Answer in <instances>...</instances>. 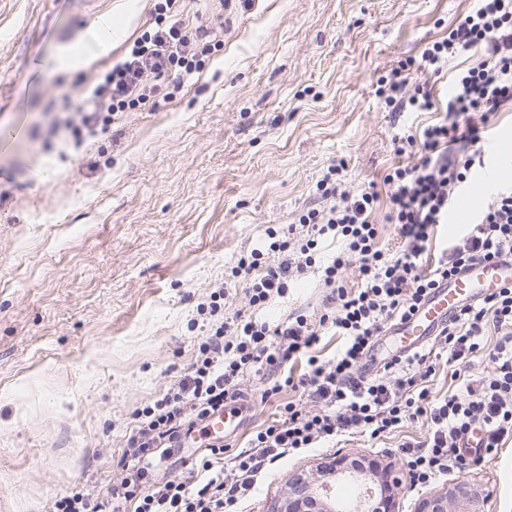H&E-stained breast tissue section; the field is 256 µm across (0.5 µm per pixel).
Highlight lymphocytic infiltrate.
Listing matches in <instances>:
<instances>
[{"instance_id": "f902f5d3", "label": "lymphocytic infiltrate", "mask_w": 512, "mask_h": 512, "mask_svg": "<svg viewBox=\"0 0 512 512\" xmlns=\"http://www.w3.org/2000/svg\"><path fill=\"white\" fill-rule=\"evenodd\" d=\"M177 2L159 0L158 11L171 14V21L144 31L80 99L63 98V111L79 115L56 126L63 140L82 144L107 130L115 115L145 103L162 83L177 88L199 71L202 55L211 51V33L178 13ZM475 49L480 57L455 75L446 102H439L430 76ZM377 85L392 111L436 115L419 131L394 137V153L403 163L385 175L387 193L372 185L354 194L340 190L342 168L332 166L317 183L329 207L307 211L298 224L268 228L267 250H251L231 269L259 309L287 294L292 278L315 265L323 238L336 240L340 248L321 270L329 311L320 317L343 339L336 355H315L321 336L306 316L291 315L274 326L241 314L228 319L223 293H213L211 327L195 361L135 415L121 481L103 496L89 485L62 497L54 512H237L266 464L284 454L357 435L378 439L419 418L427 420L428 436L399 446L414 486L467 465L461 445L474 427L483 430L478 455L495 454L512 440V286L461 308L432 348L367 370L378 337L392 322L409 318L432 290L469 264L512 260V187L496 190L472 224L448 238L439 253L431 251L456 194L485 163L479 148L484 132L512 106V0H477L447 37L427 46L420 58L400 62ZM383 196L385 219L398 239L394 250L381 246L374 222ZM270 251L276 260L267 259ZM353 262L359 282L349 288L343 273ZM481 352L488 355L484 375L466 379L463 389L432 394L429 381L438 365L457 374ZM300 357L304 371L282 375V365ZM248 371L260 374L264 397L289 390L294 399L284 403L279 418L256 430L248 450L231 456L226 444L210 445L196 464L200 481L163 477L165 449L238 398V380ZM308 401L313 409H305ZM225 456L229 466H219Z\"/></svg>"}]
</instances>
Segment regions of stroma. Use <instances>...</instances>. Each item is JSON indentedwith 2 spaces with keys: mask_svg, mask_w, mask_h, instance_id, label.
<instances>
[{
  "mask_svg": "<svg viewBox=\"0 0 512 512\" xmlns=\"http://www.w3.org/2000/svg\"><path fill=\"white\" fill-rule=\"evenodd\" d=\"M158 0H0V512H52L54 501L123 475L138 408L184 375L207 334L197 309L216 289L224 314L272 324L318 321V273L255 310L227 279L240 255L267 250L266 229L324 207L316 183L344 161L343 189L382 184L398 162L392 139L432 121L385 110L376 80L447 35L474 0H182L222 36L173 97L123 113L81 147L50 133L62 97L79 98L153 22ZM117 30L87 45L101 19ZM486 144L512 185V109ZM248 408L229 441L243 448L274 420L259 377L240 376ZM425 421L379 440L357 436L269 464L241 512H269L290 475L338 457L391 465L399 512L468 478L485 512H512V442L475 467L406 484L397 446Z\"/></svg>",
  "mask_w": 512,
  "mask_h": 512,
  "instance_id": "obj_1",
  "label": "stroma"
}]
</instances>
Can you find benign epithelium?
<instances>
[{
    "label": "benign epithelium",
    "instance_id": "obj_1",
    "mask_svg": "<svg viewBox=\"0 0 512 512\" xmlns=\"http://www.w3.org/2000/svg\"><path fill=\"white\" fill-rule=\"evenodd\" d=\"M369 477L373 490L367 492L365 512H398L392 495L393 472L390 466L369 460L361 467H350L347 458L337 459L324 466L318 478L300 474L288 478L283 496L277 499L269 512H336V508L323 500L333 489V483ZM485 494L475 483L458 480L444 491L423 499L418 512H484Z\"/></svg>",
    "mask_w": 512,
    "mask_h": 512
}]
</instances>
